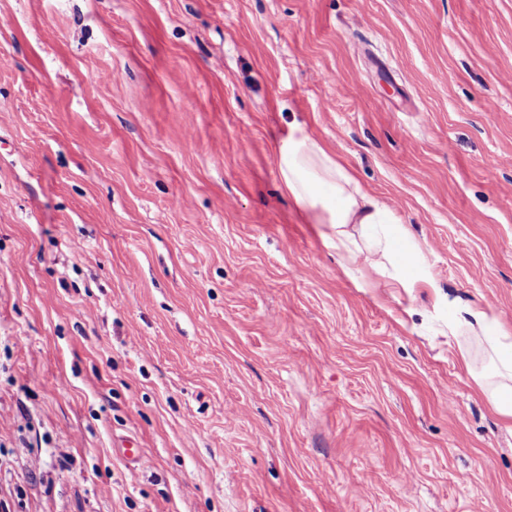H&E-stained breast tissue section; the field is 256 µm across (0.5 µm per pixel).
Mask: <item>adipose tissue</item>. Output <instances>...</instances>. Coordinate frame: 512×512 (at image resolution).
<instances>
[{"instance_id": "adipose-tissue-1", "label": "adipose tissue", "mask_w": 512, "mask_h": 512, "mask_svg": "<svg viewBox=\"0 0 512 512\" xmlns=\"http://www.w3.org/2000/svg\"><path fill=\"white\" fill-rule=\"evenodd\" d=\"M277 165L281 185L305 223L321 225L323 236L336 244L341 271L358 287H370L375 278L409 291L434 287L424 253L406 226L303 126L294 125L278 144ZM448 333L480 398L512 421V325L478 304L452 299Z\"/></svg>"}]
</instances>
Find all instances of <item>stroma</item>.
Segmentation results:
<instances>
[{
  "mask_svg": "<svg viewBox=\"0 0 512 512\" xmlns=\"http://www.w3.org/2000/svg\"><path fill=\"white\" fill-rule=\"evenodd\" d=\"M296 123L438 291L343 274ZM452 298L512 323V0H0V512H512Z\"/></svg>",
  "mask_w": 512,
  "mask_h": 512,
  "instance_id": "obj_1",
  "label": "stroma"
}]
</instances>
